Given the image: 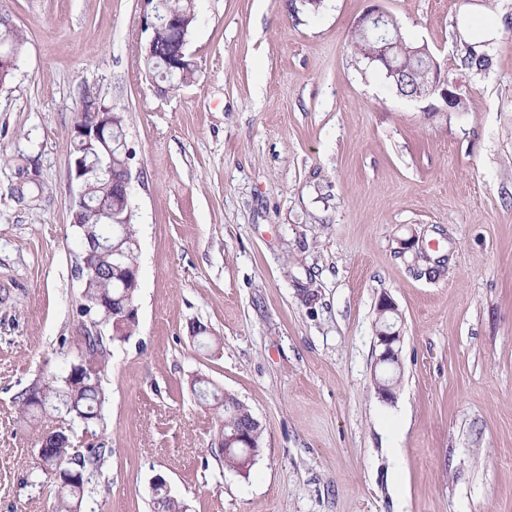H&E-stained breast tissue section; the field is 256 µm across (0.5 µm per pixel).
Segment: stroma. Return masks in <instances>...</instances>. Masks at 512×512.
<instances>
[{"mask_svg": "<svg viewBox=\"0 0 512 512\" xmlns=\"http://www.w3.org/2000/svg\"><path fill=\"white\" fill-rule=\"evenodd\" d=\"M374 5L428 44L464 111L401 97L352 53ZM197 6L195 79L163 89L143 0H0L25 39L0 87V512H50L57 493L14 399L77 357L61 339L82 321L72 133L89 96L133 153L139 324L102 375L110 453L81 512H151L157 475L187 512H512V0ZM493 18L490 66L462 69ZM195 377L260 422L248 478L213 454ZM378 311L387 315L385 320L376 328V346L379 354L376 357V367L380 366L385 372L388 367L399 366V344L401 342V330L397 327L395 315L397 308L389 297H382L378 302Z\"/></svg>", "mask_w": 512, "mask_h": 512, "instance_id": "stroma-1", "label": "stroma"}]
</instances>
